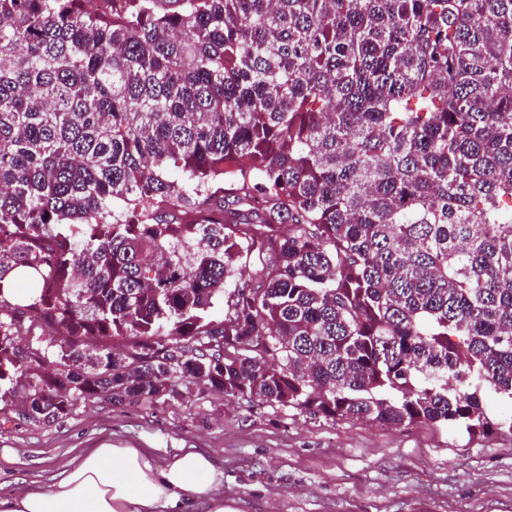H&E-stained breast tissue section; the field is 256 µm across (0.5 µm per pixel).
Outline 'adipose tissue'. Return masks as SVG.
Returning <instances> with one entry per match:
<instances>
[{
  "instance_id": "adipose-tissue-1",
  "label": "adipose tissue",
  "mask_w": 512,
  "mask_h": 512,
  "mask_svg": "<svg viewBox=\"0 0 512 512\" xmlns=\"http://www.w3.org/2000/svg\"><path fill=\"white\" fill-rule=\"evenodd\" d=\"M224 474L196 448L156 465L141 448L105 444L76 455L46 489L0 498V512H232Z\"/></svg>"
}]
</instances>
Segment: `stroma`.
Listing matches in <instances>:
<instances>
[{"instance_id": "obj_1", "label": "stroma", "mask_w": 512, "mask_h": 512, "mask_svg": "<svg viewBox=\"0 0 512 512\" xmlns=\"http://www.w3.org/2000/svg\"><path fill=\"white\" fill-rule=\"evenodd\" d=\"M104 441L148 449L158 465L201 449L236 512H512L510 434L332 420L186 389L151 403L98 400L50 423L0 420V498L45 489Z\"/></svg>"}]
</instances>
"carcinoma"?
I'll return each instance as SVG.
<instances>
[{
	"label": "carcinoma",
	"mask_w": 512,
	"mask_h": 512,
	"mask_svg": "<svg viewBox=\"0 0 512 512\" xmlns=\"http://www.w3.org/2000/svg\"><path fill=\"white\" fill-rule=\"evenodd\" d=\"M110 2L0 0L4 421L512 434V0Z\"/></svg>",
	"instance_id": "obj_1"
}]
</instances>
